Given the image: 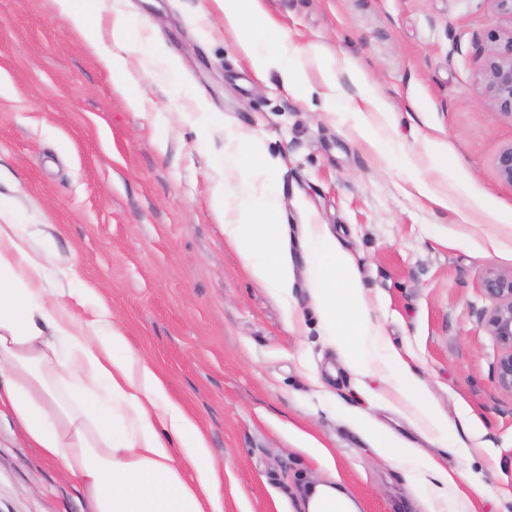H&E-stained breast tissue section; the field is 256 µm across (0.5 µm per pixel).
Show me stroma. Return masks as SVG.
Returning <instances> with one entry per match:
<instances>
[{
	"instance_id": "35a3bbf8",
	"label": "stroma",
	"mask_w": 512,
	"mask_h": 512,
	"mask_svg": "<svg viewBox=\"0 0 512 512\" xmlns=\"http://www.w3.org/2000/svg\"><path fill=\"white\" fill-rule=\"evenodd\" d=\"M130 22L133 111L55 0H0V213L56 240L201 427L221 475L224 512H307L301 485H332L352 512H512V393L493 378L498 347L482 314L487 269L512 273V186L493 160L512 121L486 103L479 72L496 25L488 0H267L291 41L349 56L388 107L377 156L319 95L262 82L224 35L213 0H104ZM173 71L143 73L154 45ZM211 133L199 143L193 98ZM251 131L282 155L289 301L246 272L224 243L211 187L224 145ZM448 154L440 188L468 211L411 194L398 162L426 168V140ZM327 225L353 255L382 332L432 404L466 419L470 455L433 444L383 373H355L323 336L301 258V226ZM299 320L300 330L288 328ZM411 442L384 461L361 415ZM482 492L445 487L427 457ZM0 512H88L65 475L0 404Z\"/></svg>"
}]
</instances>
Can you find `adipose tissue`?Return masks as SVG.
I'll return each instance as SVG.
<instances>
[{
	"mask_svg": "<svg viewBox=\"0 0 512 512\" xmlns=\"http://www.w3.org/2000/svg\"><path fill=\"white\" fill-rule=\"evenodd\" d=\"M224 33L255 77L278 74L282 86L305 96L313 89L307 67L315 52L289 42L271 17L266 0H215ZM59 13L87 37L89 48L123 91L137 78L128 65L133 42L129 19L119 11L104 15L89 0H56ZM275 36L267 51L257 37ZM358 89L351 111L362 136L376 153L384 145L369 120L384 106L365 76L348 70ZM224 155L225 179L238 181L229 194L214 182L211 202L224 225V242L242 257L249 276L288 298L293 286L290 255L278 232L283 201L278 188L281 159L238 134ZM402 164L418 197L448 208L433 177H447L448 159L434 157L423 174L411 157ZM307 284L325 335L358 372L382 366L395 391L415 414L437 431L440 447L456 453L467 445L455 425L431 411L412 366L395 352L376 356L368 345L380 330L368 307L356 263L325 225L303 226ZM70 269L58 260L54 239L34 224L0 223V403L7 404L29 438L62 462L85 489L90 512H223L220 475L205 436L167 393L152 364L129 353L124 331L112 320L96 289L73 293L88 313L79 318L51 294ZM194 481H186L185 471Z\"/></svg>",
	"mask_w": 512,
	"mask_h": 512,
	"instance_id": "obj_1",
	"label": "adipose tissue"
}]
</instances>
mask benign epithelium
Masks as SVG:
<instances>
[{"instance_id":"1","label":"benign epithelium","mask_w":512,"mask_h":512,"mask_svg":"<svg viewBox=\"0 0 512 512\" xmlns=\"http://www.w3.org/2000/svg\"><path fill=\"white\" fill-rule=\"evenodd\" d=\"M490 9L496 27L489 34L479 80L489 106L512 121V0H490ZM494 168L502 182L512 185V143L496 154ZM482 287L491 301L484 319L499 347L494 379L499 388L512 392V275L489 269Z\"/></svg>"}]
</instances>
